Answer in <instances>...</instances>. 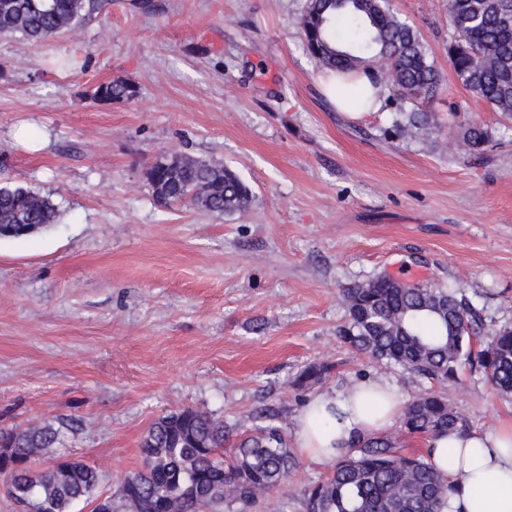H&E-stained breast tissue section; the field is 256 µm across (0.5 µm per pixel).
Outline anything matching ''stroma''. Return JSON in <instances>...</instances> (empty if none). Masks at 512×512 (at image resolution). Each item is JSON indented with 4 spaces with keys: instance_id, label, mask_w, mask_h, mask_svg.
Returning <instances> with one entry per match:
<instances>
[{
    "instance_id": "stroma-1",
    "label": "stroma",
    "mask_w": 512,
    "mask_h": 512,
    "mask_svg": "<svg viewBox=\"0 0 512 512\" xmlns=\"http://www.w3.org/2000/svg\"><path fill=\"white\" fill-rule=\"evenodd\" d=\"M422 35L448 101L491 120L455 79L448 0H392ZM305 0H108L30 43L0 37V186L48 197L57 221L0 239V428L74 419L72 457L103 494L141 464L155 419L193 407L225 424L276 410L288 435L317 392L402 368L336 334L342 285L387 273L463 289L487 324H512V122L471 160L386 139L390 102L358 116L325 99L298 28ZM125 80L136 99L102 104ZM162 152L224 163L250 210L160 205L144 171ZM333 369L295 380L310 364ZM470 429L512 423V399L462 370L438 388ZM138 96V88L133 83L116 80L102 83L97 86L92 98L101 103H112L116 101H130Z\"/></svg>"
}]
</instances>
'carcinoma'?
<instances>
[{
    "instance_id": "cac0c4a2",
    "label": "carcinoma",
    "mask_w": 512,
    "mask_h": 512,
    "mask_svg": "<svg viewBox=\"0 0 512 512\" xmlns=\"http://www.w3.org/2000/svg\"><path fill=\"white\" fill-rule=\"evenodd\" d=\"M102 8V0H0V35L39 42ZM506 8L508 0H448L449 65L495 115L492 124L458 123L457 138L444 147L464 157L484 155L494 125L512 121V26L500 19ZM298 26L319 67L384 70L394 104L386 138L418 142L439 131L431 108L439 73L420 33L388 0H306ZM137 96L136 85L124 80L102 83L92 94L101 103ZM422 103L428 109L419 108ZM145 176L165 206L184 203L227 218L247 211L253 200L249 185L223 163L186 153L158 154ZM55 218L48 198L0 186V237H27ZM340 296L347 318L337 335L357 352L439 383L456 380L469 365L498 395L512 397V325L486 330L482 309L458 288L384 274L343 287ZM331 368L313 363L297 383L317 382ZM277 420L269 409L238 428L193 408L164 415L141 440V467L105 498L98 494L99 471L60 453L69 424L1 430L0 482L14 504L25 496V512H71L79 501L94 503L92 512H232L273 493L303 496L307 512H443L448 482L426 456L406 452L402 439L469 430L443 395L422 389L407 404L398 433L358 441L327 476L302 488L294 481L297 458Z\"/></svg>"
}]
</instances>
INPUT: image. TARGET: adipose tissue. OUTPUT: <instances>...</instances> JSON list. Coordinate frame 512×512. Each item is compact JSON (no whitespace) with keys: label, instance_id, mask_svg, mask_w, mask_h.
<instances>
[{"label":"adipose tissue","instance_id":"obj_1","mask_svg":"<svg viewBox=\"0 0 512 512\" xmlns=\"http://www.w3.org/2000/svg\"><path fill=\"white\" fill-rule=\"evenodd\" d=\"M323 93L342 112L378 111L386 89L365 74L327 73ZM404 402L384 378L357 382L345 392L314 394L297 417L296 446L315 461L332 462L356 436L387 433ZM430 462L448 480L445 512H512V424L492 432L456 431L429 441Z\"/></svg>","mask_w":512,"mask_h":512}]
</instances>
